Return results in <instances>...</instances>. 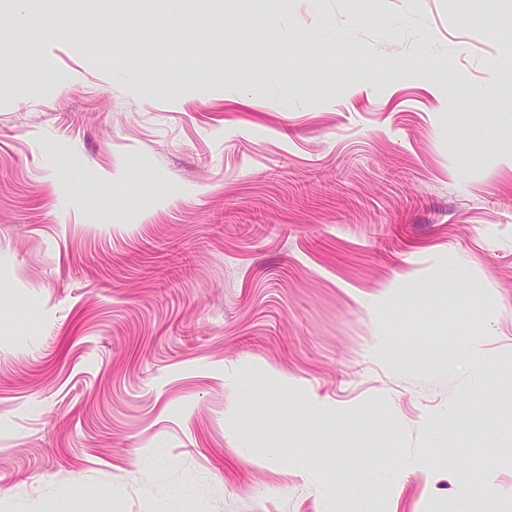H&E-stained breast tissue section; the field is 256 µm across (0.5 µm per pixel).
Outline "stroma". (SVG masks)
Listing matches in <instances>:
<instances>
[{
    "mask_svg": "<svg viewBox=\"0 0 512 512\" xmlns=\"http://www.w3.org/2000/svg\"><path fill=\"white\" fill-rule=\"evenodd\" d=\"M507 17L0 0V512H512Z\"/></svg>",
    "mask_w": 512,
    "mask_h": 512,
    "instance_id": "obj_1",
    "label": "stroma"
}]
</instances>
